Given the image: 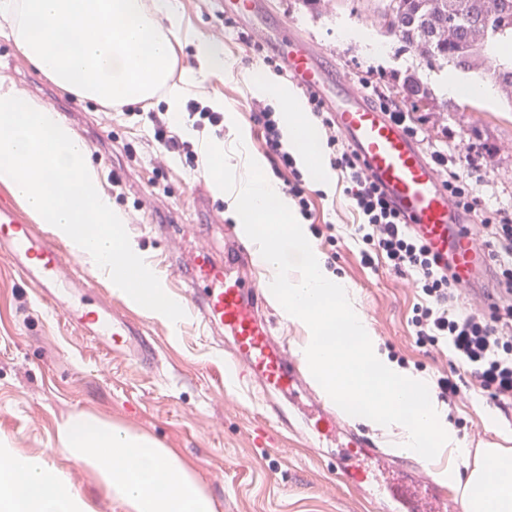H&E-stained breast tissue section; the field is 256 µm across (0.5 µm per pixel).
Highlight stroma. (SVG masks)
<instances>
[{
	"label": "stroma",
	"mask_w": 512,
	"mask_h": 512,
	"mask_svg": "<svg viewBox=\"0 0 512 512\" xmlns=\"http://www.w3.org/2000/svg\"><path fill=\"white\" fill-rule=\"evenodd\" d=\"M187 28L219 39L232 65L206 82L200 99L223 97L228 111L221 136L231 155L246 151L266 160L259 129L251 119L255 71L265 70L261 55L240 44L235 30L224 27L216 0H179ZM385 0H275V14L258 20L268 39L279 24L294 25L313 40L329 63L344 73L351 89L378 91L401 103L397 78L412 73L433 87L441 71L429 68L418 51L388 40L384 56L372 57L362 42L342 39L347 28L380 39ZM0 76L27 96L54 107L90 147L91 160L103 186L113 170H121L124 196L114 205L127 216L130 243L156 269H163L175 234L152 233L151 225L171 222L173 215L194 216V194L211 187L206 168L188 174L183 158L169 162L158 175L148 155L129 161L128 142L151 138L147 121L130 119L110 107L77 99L34 71L13 41L0 36ZM416 136L425 151L444 147L470 156L475 166L470 182L488 215L512 217V100L498 95L495 103L459 102L434 91L421 110L413 112ZM341 174L329 189L309 185L311 224L336 227L335 242L314 244L334 276L347 284L382 353L403 356L406 372L432 379L447 368L448 357L414 342L411 319L419 298L407 280L386 264L369 268L360 262L350 229L358 221ZM143 201L134 210V201ZM112 304L145 324L156 349L152 370L114 356L90 343L79 330L52 312L35 291L21 282L7 258L0 256V436L27 452L45 453L67 470L88 493L94 512H124L121 504L97 486L91 473L66 458L55 446L57 428L70 413L85 412L150 434L165 447L189 459L217 512H374L332 471L333 449L315 450L302 440L283 436L268 447L254 441V428L269 416L255 393L225 379V352L192 317L175 324L149 316L121 295ZM446 419L463 447L461 461L440 451L427 469L429 478L455 468L452 489L461 492L470 471L487 448L512 450V425L486 396H460Z\"/></svg>",
	"instance_id": "stroma-1"
}]
</instances>
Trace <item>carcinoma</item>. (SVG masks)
Segmentation results:
<instances>
[{
    "label": "carcinoma",
    "mask_w": 512,
    "mask_h": 512,
    "mask_svg": "<svg viewBox=\"0 0 512 512\" xmlns=\"http://www.w3.org/2000/svg\"><path fill=\"white\" fill-rule=\"evenodd\" d=\"M383 19L385 33L418 50L431 67L449 65L463 72L481 68L497 84L512 82V56L495 53L499 44L512 43V8L487 18L482 0H386ZM450 23L459 31L453 43L441 39ZM398 93L414 108L430 97L413 74L401 79Z\"/></svg>",
    "instance_id": "cac0c4a2"
}]
</instances>
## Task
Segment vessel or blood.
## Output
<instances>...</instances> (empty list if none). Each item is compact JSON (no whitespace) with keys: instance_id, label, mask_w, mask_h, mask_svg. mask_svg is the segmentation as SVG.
Returning <instances> with one entry per match:
<instances>
[{"instance_id":"obj_1","label":"vessel or blood","mask_w":512,"mask_h":512,"mask_svg":"<svg viewBox=\"0 0 512 512\" xmlns=\"http://www.w3.org/2000/svg\"><path fill=\"white\" fill-rule=\"evenodd\" d=\"M225 12L240 22L273 13V0H227ZM274 52L293 86L314 94L333 116L350 149L383 188L409 227L431 251L449 259L463 282L476 277L488 257L474 249L463 217L448 207V193L418 141L359 92L345 88L334 66L317 47L288 24H281ZM0 253L38 297L66 318L83 336L110 353L128 356L146 366L155 363V349L144 326L112 310L111 298L98 291L93 273L64 253L49 236L27 224L10 202L0 199ZM252 248L230 233L223 249L199 247L169 258V274L184 284L187 311L216 333L231 336L229 371L243 384L296 399L305 387L301 370L275 338L260 311L265 289L247 281ZM303 435L341 437L334 472L344 483L371 500L394 503L399 512H418L411 487L424 480V469L402 464V480L389 482L371 468L374 460L392 465V458L363 433L347 428L320 399H312Z\"/></svg>"}]
</instances>
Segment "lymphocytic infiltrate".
I'll return each instance as SVG.
<instances>
[{
  "label": "lymphocytic infiltrate",
  "mask_w": 512,
  "mask_h": 512,
  "mask_svg": "<svg viewBox=\"0 0 512 512\" xmlns=\"http://www.w3.org/2000/svg\"><path fill=\"white\" fill-rule=\"evenodd\" d=\"M307 104L324 131L329 165L341 171L361 219L355 228L364 244L361 262L371 266L382 259L396 273L412 279L421 297L411 320L415 342L448 353L447 370L434 377L439 398L453 402L463 387L473 386L493 400L504 419L512 423V302H493L483 310L458 314L459 295L448 267L431 255L359 159L340 141L335 120L316 96L308 95ZM146 118L152 129L146 147L158 167H166L176 154L194 162L193 143L175 131L168 113L150 111ZM251 118L262 130L267 157L285 193L301 215H308L310 200L304 176L284 140L279 116L265 100L256 99ZM431 161L443 177L454 209L464 215L477 213L480 201L460 172L461 159L441 148L432 152ZM482 224L489 231L485 246L497 267L498 285L512 294V222L487 216Z\"/></svg>",
  "instance_id": "f902f5d3"
}]
</instances>
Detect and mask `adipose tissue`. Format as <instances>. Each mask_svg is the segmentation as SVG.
I'll return each mask as SVG.
<instances>
[{
	"label": "adipose tissue",
	"mask_w": 512,
	"mask_h": 512,
	"mask_svg": "<svg viewBox=\"0 0 512 512\" xmlns=\"http://www.w3.org/2000/svg\"><path fill=\"white\" fill-rule=\"evenodd\" d=\"M256 90L287 104L284 135L312 180L328 186L330 168L321 163L322 138L301 99L262 71L254 72ZM442 90L455 100L495 101L496 86L483 78L462 79L448 71ZM62 454L81 463L125 512H217L192 465L175 449L151 435L76 412L58 427ZM464 512H512V452L485 449L462 492ZM0 512H93L87 492L43 454L16 448L0 436Z\"/></svg>",
	"instance_id": "ef3b65f1"
}]
</instances>
